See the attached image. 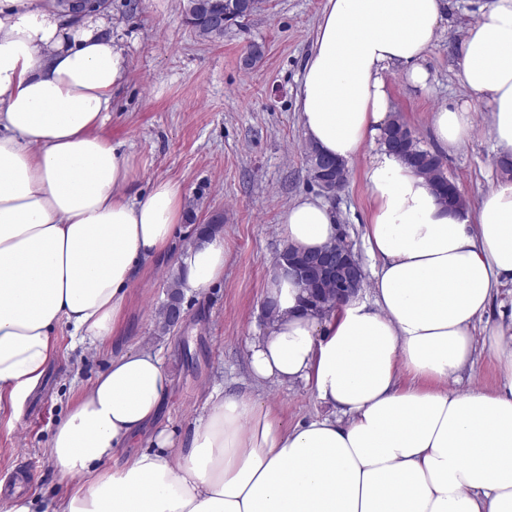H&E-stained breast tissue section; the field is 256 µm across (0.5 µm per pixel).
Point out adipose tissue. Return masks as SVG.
<instances>
[{"label":"adipose tissue","mask_w":512,"mask_h":512,"mask_svg":"<svg viewBox=\"0 0 512 512\" xmlns=\"http://www.w3.org/2000/svg\"><path fill=\"white\" fill-rule=\"evenodd\" d=\"M474 4L456 77L489 110L497 157L512 159V0ZM447 6L326 0L298 102L308 142L349 163L382 140L385 75L398 68L427 87L422 61ZM126 73L106 13L74 19L55 0H0V405L18 407L37 387L59 325L105 344L134 281L175 245L182 185L131 192V158L101 132ZM431 122L451 153L481 129L466 101ZM365 179L371 300L313 314L302 286L271 264L273 320L249 345L255 381L306 382L334 416L289 429L259 399L217 390L190 436L160 432L109 468L170 386L153 348L113 356L49 443L62 474L84 477L52 512H512V310L483 342L474 337L512 286V179L451 210L384 147ZM280 225L306 251L338 233L330 205L313 196ZM226 256L218 235L188 246L177 261L183 290L221 281ZM481 345L499 385L449 389Z\"/></svg>","instance_id":"1"}]
</instances>
